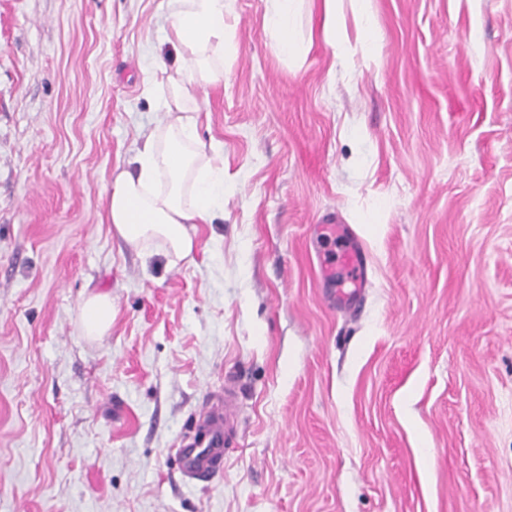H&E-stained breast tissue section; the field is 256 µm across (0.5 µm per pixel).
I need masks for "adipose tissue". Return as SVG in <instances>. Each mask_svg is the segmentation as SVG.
<instances>
[{
    "label": "adipose tissue",
    "mask_w": 512,
    "mask_h": 512,
    "mask_svg": "<svg viewBox=\"0 0 512 512\" xmlns=\"http://www.w3.org/2000/svg\"><path fill=\"white\" fill-rule=\"evenodd\" d=\"M266 25L279 55L302 44L292 17L296 0H268ZM232 0H166L165 40L180 62L167 67L151 56L144 70L147 84L165 73L166 88L158 98L166 122L148 136L128 164L117 166L105 191L106 221L128 245L148 251L160 243L169 266L191 261V228L209 224L224 212V154L198 139L201 92L224 76V45L233 34L225 17ZM85 336L96 339L112 326V298L88 296L78 308Z\"/></svg>",
    "instance_id": "1"
}]
</instances>
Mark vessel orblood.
Instances as JSON below:
<instances>
[{
  "mask_svg": "<svg viewBox=\"0 0 512 512\" xmlns=\"http://www.w3.org/2000/svg\"><path fill=\"white\" fill-rule=\"evenodd\" d=\"M322 231L332 233L343 243L335 261L325 263V278L335 280L330 304L341 314H348L357 299L370 286L365 255L358 241L352 240L350 228L340 218H327ZM234 398L210 403L204 417L195 425L192 436L181 438L176 451L178 470L188 484L210 482L224 473V435L234 420Z\"/></svg>",
  "mask_w": 512,
  "mask_h": 512,
  "instance_id": "1",
  "label": "vessel or blood"
}]
</instances>
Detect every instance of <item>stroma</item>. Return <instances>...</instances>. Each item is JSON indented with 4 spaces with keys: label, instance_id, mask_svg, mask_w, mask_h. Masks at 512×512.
Segmentation results:
<instances>
[{
    "label": "stroma",
    "instance_id": "35a3bbf8",
    "mask_svg": "<svg viewBox=\"0 0 512 512\" xmlns=\"http://www.w3.org/2000/svg\"><path fill=\"white\" fill-rule=\"evenodd\" d=\"M267 7L233 0L198 99L224 215L171 267L101 221L166 121L162 0H0V512H512V0H341L340 58L322 0L286 58ZM333 212L367 257L348 318ZM230 385L224 475L187 485L175 446ZM324 4V22L322 26L323 40L329 44L334 53L341 56L346 48V34L344 24L336 14V1L323 0ZM78 320L85 336H105L112 326V297L107 293L88 296L78 308Z\"/></svg>",
    "mask_w": 512,
    "mask_h": 512
}]
</instances>
